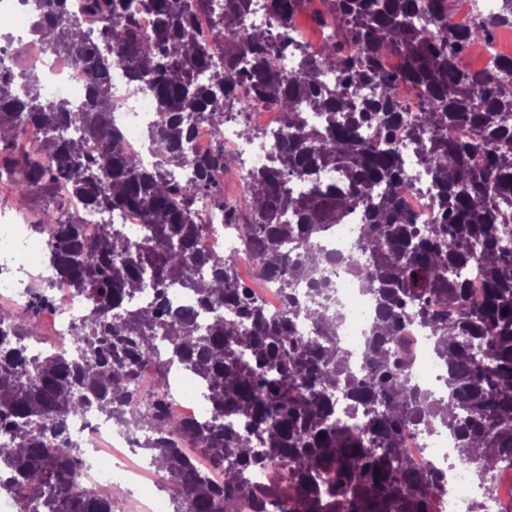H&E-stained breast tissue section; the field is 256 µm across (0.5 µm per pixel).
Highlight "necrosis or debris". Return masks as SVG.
<instances>
[{"label":"necrosis or debris","mask_w":512,"mask_h":512,"mask_svg":"<svg viewBox=\"0 0 512 512\" xmlns=\"http://www.w3.org/2000/svg\"><path fill=\"white\" fill-rule=\"evenodd\" d=\"M29 43L39 50L33 71L39 73L56 96L82 103L90 82L85 69L75 61L43 51L38 37H30ZM160 119L152 96L137 91L134 81L122 70L113 69L112 127L121 134L130 156L141 165L148 166L153 162L146 149L145 134L157 126ZM224 143L230 146L240 172L261 168L270 162V142L248 147L240 135L238 124L225 125ZM405 160V172L395 186L396 194L417 223L425 226L439 223L440 211L433 200L430 177L417 165L413 154H406ZM199 210L197 221L202 225L205 250L212 253L239 252L250 269H257L256 254L238 250L233 236L223 225L221 214L204 204ZM67 212L79 219L85 236L90 239L100 236L109 224L125 227L127 232L133 233L145 222L140 212L101 214L87 209L74 198L69 199ZM362 222L361 211H352L343 223L332 226L318 243L322 254L335 260L332 285L344 312L336 341L347 354L349 370L355 375L365 371L364 351L376 313L375 300L358 292L351 273L352 264L361 259L357 242ZM50 244L49 234H33L23 215H14L11 223L0 224V297L15 309L22 310L27 308L34 289L50 288L56 307L52 323L56 338L54 348L69 355L74 351V329L86 315L87 308L72 291L66 278L47 261ZM404 339L407 349L403 359L416 385L428 392H440L448 368L436 357L427 331L417 322H407ZM160 381L165 383L172 402L186 418L203 421L210 417V408L203 397L204 387L195 378L181 375L174 367L161 371L157 363L150 362L141 369L139 390L149 392ZM67 428L84 453L85 463L78 475L82 485L95 488L101 482L114 479L127 485L139 512H171L169 495L143 496L139 493L146 476L152 472L144 438L131 436L111 419L93 413L69 419ZM401 445L425 474L443 481L444 492L438 497L440 512H471L472 499L480 495L481 489L473 478L474 467L456 463V440L450 429L428 432L411 427L403 436Z\"/></svg>","instance_id":"4bbe7bcc"}]
</instances>
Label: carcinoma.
Segmentation results:
<instances>
[{
    "mask_svg": "<svg viewBox=\"0 0 512 512\" xmlns=\"http://www.w3.org/2000/svg\"><path fill=\"white\" fill-rule=\"evenodd\" d=\"M32 27L51 54L73 56L91 75L85 100L74 105L42 96L29 70L0 59V181L27 194L57 191L97 212H141L135 235L108 225L93 241L74 217L43 211L32 226L54 239L52 259L89 313L74 337L77 353L27 354L36 324L0 308V495L25 492L23 512H110L108 499L80 485L82 458L66 421L94 411L133 435L151 433L152 468L172 492L173 512H272L281 501L291 512H437L438 484L416 471L399 435L409 426L431 430L440 422L456 433V461L481 463L484 493L491 473L512 462V250L500 232L512 225V81L460 66L477 43L512 24V0L498 21L469 29L448 24L452 0H320L315 16L327 30L317 58L299 51L300 67H279L283 47L268 28L243 24L250 0H222L212 30L224 48V74L204 79L213 43L196 29L201 0H84L83 17L66 0H44ZM280 25L291 0H269ZM155 17L143 32L138 12ZM397 51L395 73L383 57ZM117 66L146 85L162 115L147 139L155 157L143 167L111 131L110 71ZM410 85L424 104L410 138L416 162L433 176L440 223L418 227L394 192L404 174V149L394 139L400 120L386 93L357 103L348 86ZM255 100L277 105L283 129L270 165L241 175L239 206L224 201V123L234 121L246 140L267 134L244 122ZM318 114L319 130H306L304 111ZM208 122L213 149L187 151L193 126ZM43 129L25 143L24 123ZM373 122L383 144L358 138ZM73 128L75 136L60 130ZM486 154L483 168L471 165ZM188 165L183 187L172 170ZM336 174L325 182L322 173ZM291 180L309 188L295 192ZM224 206V223L239 225L241 241L256 250L262 274L286 272L288 306L269 317L236 276L233 253L209 254L194 217L198 199ZM363 212L359 250L366 268L354 269L360 287L378 301L358 380L346 372L336 345L338 312L326 288L317 241L352 210ZM484 267L481 301L470 304L461 274ZM195 291L201 307H227L196 334L188 317L169 319L167 290ZM153 290L151 305L128 312L136 294ZM417 318L448 365V397L423 394L397 351L403 323ZM310 321L321 341L309 344L296 325ZM171 346L183 369L207 387L211 418L188 421L162 401L134 403L140 368ZM345 386L365 420L356 427L334 420L336 390ZM232 416L238 428L224 425ZM55 452L44 453L47 430ZM277 465L288 478L244 487L243 473Z\"/></svg>",
    "mask_w": 512,
    "mask_h": 512,
    "instance_id": "cac0c4a2",
    "label": "carcinoma"
}]
</instances>
